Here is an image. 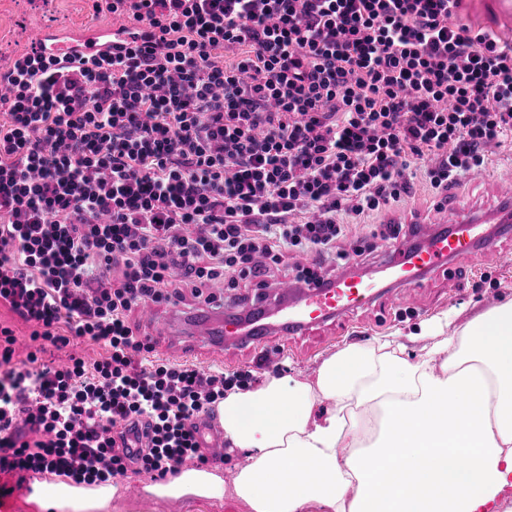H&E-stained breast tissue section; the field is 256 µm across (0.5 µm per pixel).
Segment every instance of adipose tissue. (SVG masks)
<instances>
[{
    "instance_id": "1",
    "label": "adipose tissue",
    "mask_w": 512,
    "mask_h": 512,
    "mask_svg": "<svg viewBox=\"0 0 512 512\" xmlns=\"http://www.w3.org/2000/svg\"><path fill=\"white\" fill-rule=\"evenodd\" d=\"M325 359L315 383L265 379L218 405L247 459L233 491L251 512H497L512 487V299L484 310L421 361L387 341ZM156 497L218 498V469L183 468ZM118 492L43 485L33 512H107Z\"/></svg>"
}]
</instances>
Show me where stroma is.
<instances>
[{
	"mask_svg": "<svg viewBox=\"0 0 512 512\" xmlns=\"http://www.w3.org/2000/svg\"><path fill=\"white\" fill-rule=\"evenodd\" d=\"M501 0H462L459 18L476 28L494 30L503 40L512 39V16L502 13ZM112 16L96 15L88 0H0V72L8 70L12 61L29 47V33L42 29L64 37L69 34L111 25ZM512 180V148L502 147L485 168L462 178L448 190L447 196L433 192L425 183H417L411 198L395 207L389 215H377L365 223L347 226L339 243L344 251L361 249V269L376 274L391 243L383 238L382 226L387 221L403 222L404 234H411L413 221L432 226L444 223L451 206L462 204L482 211L493 209L505 180ZM459 277L435 275L421 281L418 304L410 310L396 308L394 302H378L359 309L353 315L336 320L331 326L302 336L277 337L271 344L272 356L268 366L257 363L251 349L227 346L198 353L193 362L204 370L227 373L252 371L257 380L270 376L289 382H314L323 360L340 349L356 344L364 347L394 336L405 346L404 358L418 361L428 344L419 335L423 324L436 326L452 324L461 328L478 313L512 298V238L499 241L496 248L480 251L463 259ZM295 270L267 278L265 286L256 284L238 289L223 285L211 288L213 303L185 297L180 309L196 312L210 306L219 312L224 308L244 311L253 304L276 297L281 282L294 279ZM137 473H127L118 485L122 494L114 512H250L245 503L224 495L220 498H159L148 494L130 495L127 486L140 481Z\"/></svg>",
	"mask_w": 512,
	"mask_h": 512,
	"instance_id": "35a3bbf8",
	"label": "stroma"
}]
</instances>
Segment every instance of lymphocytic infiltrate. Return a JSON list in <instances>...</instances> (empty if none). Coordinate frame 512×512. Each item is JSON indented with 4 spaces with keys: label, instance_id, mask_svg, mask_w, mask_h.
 <instances>
[{
    "label": "lymphocytic infiltrate",
    "instance_id": "obj_1",
    "mask_svg": "<svg viewBox=\"0 0 512 512\" xmlns=\"http://www.w3.org/2000/svg\"><path fill=\"white\" fill-rule=\"evenodd\" d=\"M461 0H91L98 55L36 48L0 96V474L166 478L250 373L144 363L148 302L337 251L346 225L447 192L512 141V41ZM0 324L12 329L17 338L16 359L18 362L26 360L32 326L12 313L3 303L0 306ZM77 343V344H76ZM74 353H80L89 359H96L103 350L90 342L83 339H77L74 345H69L61 349L50 347L48 352L44 354L46 360H53L55 364L65 363L69 356Z\"/></svg>",
    "mask_w": 512,
    "mask_h": 512
}]
</instances>
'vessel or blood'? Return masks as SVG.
<instances>
[{
    "label": "vessel or blood",
    "mask_w": 512,
    "mask_h": 512,
    "mask_svg": "<svg viewBox=\"0 0 512 512\" xmlns=\"http://www.w3.org/2000/svg\"><path fill=\"white\" fill-rule=\"evenodd\" d=\"M113 36L112 30H91L79 38V50L91 56ZM512 234V185L504 189L495 211L478 212L455 206L448 225L428 227L413 240L396 243L379 268L378 276L341 273L331 282L283 287L281 298L264 303L249 315L233 311L215 317L209 312L185 315L172 312L158 329L168 353L181 357L189 347L234 344L266 354L272 336H295L326 326L397 292L403 308L415 305V290L423 278L457 272V263L492 249Z\"/></svg>",
    "instance_id": "vessel-or-blood-1"
}]
</instances>
